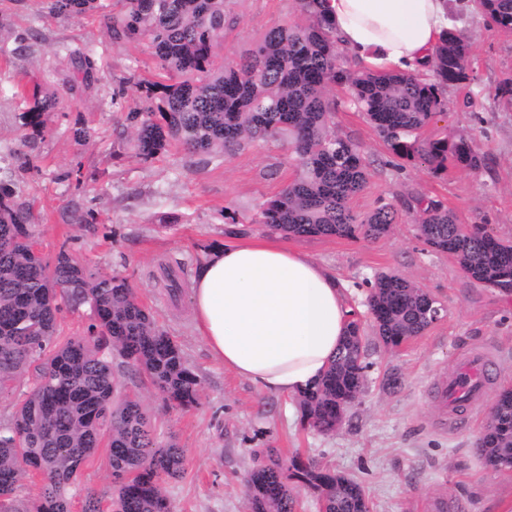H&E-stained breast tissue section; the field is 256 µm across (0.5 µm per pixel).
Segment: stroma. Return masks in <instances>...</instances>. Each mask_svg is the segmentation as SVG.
<instances>
[{
    "label": "stroma",
    "mask_w": 512,
    "mask_h": 512,
    "mask_svg": "<svg viewBox=\"0 0 512 512\" xmlns=\"http://www.w3.org/2000/svg\"><path fill=\"white\" fill-rule=\"evenodd\" d=\"M294 6V0H231L236 22L225 29L218 55L240 60L269 28L292 20ZM456 20L472 44L474 79L445 91L448 110L426 132L469 134L483 166L438 174L418 163L397 168L377 131L339 88L334 128L357 145L368 171L365 189L350 206L362 216L381 200H439L460 224L484 225L512 241V110L494 99L499 83L512 76V35L486 27L465 5ZM0 40L10 48L0 54V181L30 201L42 254L53 259L64 246L90 273L125 278L200 380L198 405L183 410L166 405L142 372L113 363L123 390L139 395L154 415L159 442L176 438L185 451L184 474L165 482L174 512H250L244 480L256 452L266 448L287 465L295 512H320L322 498L290 469L295 457L360 483L371 512H409L436 495L467 504L468 512L512 506V470L487 465L477 446L498 392L512 388V293L467 278L452 256L418 237L408 212L378 239L285 237L288 247L347 284L364 327V387L336 432L321 433L303 421L296 399L263 391L215 361L194 330L189 293L173 298L165 288V269L191 281L211 249L227 243L226 215L243 222L246 234H260L252 216L296 174L288 142H257L205 166L178 144L159 160L140 161L128 143L117 141L116 129L124 111L143 107L140 82L159 72L144 43L113 45L100 20L50 17L42 0L1 5ZM82 43L101 56L102 67L96 89L76 96L67 90V61L55 49ZM36 83L57 93L59 104L45 114L43 132L33 135L19 124L13 87ZM79 121L89 129L82 143L71 132ZM73 200L86 223L71 221ZM379 272L402 276L443 307L422 335L394 349L376 336L368 313L365 281ZM473 350L491 351L498 379L476 419L442 428L435 392ZM392 375L398 379L393 389L387 385ZM81 482L111 507L107 445L86 462Z\"/></svg>",
    "instance_id": "1"
}]
</instances>
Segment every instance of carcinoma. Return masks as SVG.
<instances>
[{
    "label": "carcinoma",
    "instance_id": "carcinoma-1",
    "mask_svg": "<svg viewBox=\"0 0 512 512\" xmlns=\"http://www.w3.org/2000/svg\"><path fill=\"white\" fill-rule=\"evenodd\" d=\"M59 18L102 9L99 0H46ZM118 14L103 16L112 44L144 41L163 71L140 84L147 102L125 115L135 155L147 162L178 140L198 162L231 154L257 139L288 138L296 161L294 179L263 202L255 218L270 233L369 239L386 235L397 209L381 204L363 218L350 200L368 183L355 144L338 136L329 91L348 88L352 101L379 132L389 152L439 173L447 164L477 170L482 158L466 134L422 137L447 110L441 94L470 82L471 43L447 31L436 47L435 81L421 74L357 72L339 51L322 0H295L297 19L269 29L242 62L219 59L229 23L228 0H121ZM487 25L512 33V0H472ZM80 87L96 83L98 61L89 47L62 48ZM20 126L40 133L43 116L59 103L39 86L16 89ZM418 236L433 250L455 258L467 277L512 292V244L485 231H463L441 202L414 198ZM30 205L0 184V392L23 376L31 386L11 420L0 425V510L15 512L23 482L41 479L31 512H71L81 493L84 512L98 499L80 487L85 460L109 435L116 512H171L163 488L184 471V449L175 441L156 445L151 417L136 394L120 395L112 353L145 374L168 405L198 403L199 380L176 340L161 332L134 297L125 278L88 274L65 249L48 262L36 247ZM368 307L384 344L398 347L434 321L436 301L407 279L378 273L366 282ZM87 305V335L52 345L62 306ZM361 322L351 313L347 336L329 370L299 396L304 419L321 432L341 424L347 404L365 382ZM482 454L497 469H512V390L502 391L480 438ZM305 482L323 491V512H369L357 482L293 461ZM279 459L268 453L246 480L251 512H293Z\"/></svg>",
    "mask_w": 512,
    "mask_h": 512
}]
</instances>
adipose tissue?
Here are the masks:
<instances>
[{"label": "adipose tissue", "mask_w": 512, "mask_h": 512, "mask_svg": "<svg viewBox=\"0 0 512 512\" xmlns=\"http://www.w3.org/2000/svg\"><path fill=\"white\" fill-rule=\"evenodd\" d=\"M343 48L364 70L425 72L453 0H324ZM195 329L225 369L291 397L328 371L347 334L342 281L267 237L236 236L198 267Z\"/></svg>", "instance_id": "1"}]
</instances>
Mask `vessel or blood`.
I'll return each mask as SVG.
<instances>
[{
  "label": "vessel or blood",
  "mask_w": 512,
  "mask_h": 512,
  "mask_svg": "<svg viewBox=\"0 0 512 512\" xmlns=\"http://www.w3.org/2000/svg\"><path fill=\"white\" fill-rule=\"evenodd\" d=\"M489 363V354L477 351L466 354L456 364L447 385L437 391L446 408V419H453L459 407L475 408L482 403L492 385Z\"/></svg>",
  "instance_id": "vessel-or-blood-1"
}]
</instances>
